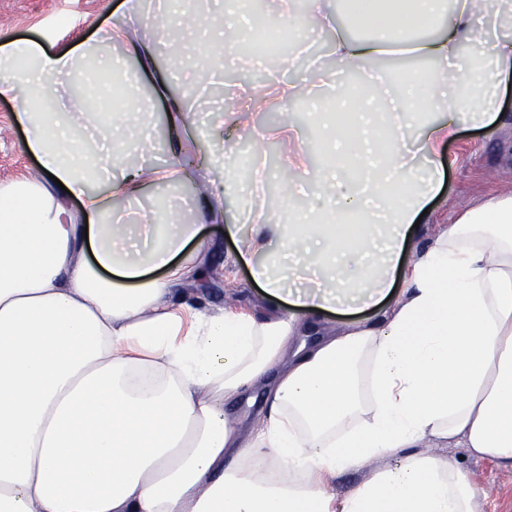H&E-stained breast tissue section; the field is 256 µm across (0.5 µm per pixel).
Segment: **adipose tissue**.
<instances>
[{
    "label": "adipose tissue",
    "mask_w": 512,
    "mask_h": 512,
    "mask_svg": "<svg viewBox=\"0 0 512 512\" xmlns=\"http://www.w3.org/2000/svg\"><path fill=\"white\" fill-rule=\"evenodd\" d=\"M355 38L329 0H307V23L335 34L336 84L329 108L361 112L360 88L391 115L388 136L357 121L332 127L334 147L314 176L321 196L289 209L280 224L261 208L248 228L224 223L232 145L210 154L209 198L193 222L165 214L122 224L112 200H140L151 184L183 181L177 161L162 170L129 165L138 126L61 99L52 80L81 61L90 77L113 59L92 45L62 54L31 41L0 45V96L18 100L39 176L0 186V512H475L476 493L453 461L423 449L433 439L512 468V193L466 211L409 268L414 224L442 186L439 143L460 123L500 117L512 76V36L479 17L512 20V0H352ZM200 10L187 0L181 26L149 17L156 39L120 43L140 70L155 71V97L169 102L173 139L187 107L156 54L196 75L206 52L187 33ZM448 22L437 36L407 41L408 28ZM428 61L413 70L414 95L392 94L375 59L399 52ZM423 112L445 121L421 125ZM78 199L79 210L69 206ZM242 238L273 304L289 313L194 312L174 289L195 270L186 248L205 223ZM298 255L297 273L260 262L271 243ZM388 309L338 331L327 312ZM265 392L261 427L243 431L226 407ZM372 469L343 499L328 486L355 466Z\"/></svg>",
    "instance_id": "obj_1"
}]
</instances>
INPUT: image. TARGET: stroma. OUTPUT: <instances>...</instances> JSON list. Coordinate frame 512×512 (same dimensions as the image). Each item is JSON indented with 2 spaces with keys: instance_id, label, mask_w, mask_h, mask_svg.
I'll list each match as a JSON object with an SVG mask.
<instances>
[{
  "instance_id": "35a3bbf8",
  "label": "stroma",
  "mask_w": 512,
  "mask_h": 512,
  "mask_svg": "<svg viewBox=\"0 0 512 512\" xmlns=\"http://www.w3.org/2000/svg\"><path fill=\"white\" fill-rule=\"evenodd\" d=\"M153 10L154 0H0V44L34 40L48 52H65L99 40L130 12L135 15L132 25L138 28L141 39L150 41L154 31L143 19ZM332 40V33L312 32L306 53L300 55L296 50H288L276 77L302 79L308 76L309 65L313 62L334 67L330 53ZM207 70L222 75L220 87L189 83L178 73L172 76L173 92L190 106L184 149L192 153L201 150L194 135L198 126L210 128L216 140H246V133L235 127L237 89L244 84L263 92L271 79L263 65L223 49L209 54ZM131 94L149 114L143 128L139 161L154 166L169 164L172 155L164 131L165 105L153 99L149 76H142ZM501 108L502 122L478 128L459 125L456 135L443 145L445 183L439 196L430 203L427 219L414 233L409 251L421 250L467 207L512 191V88L506 92ZM19 109L18 101L0 97V183L41 173L36 157L26 149V128L15 118ZM290 117L303 127V142H296L278 131L282 118L279 110L267 108L252 116L257 132L264 137L262 150L266 169L280 167L298 149H311L319 138L310 113L294 111ZM193 247L196 262L206 272V282L181 286L178 295L182 301L199 309L244 310L260 318L270 313L265 293L253 281L249 269L236 262V247L225 237L223 225H203ZM428 450L460 463L477 490V512H512L511 469L489 459L466 455L464 449L442 443L429 444Z\"/></svg>"
}]
</instances>
